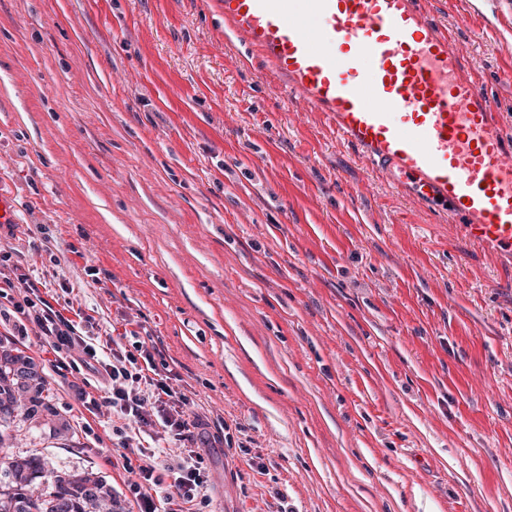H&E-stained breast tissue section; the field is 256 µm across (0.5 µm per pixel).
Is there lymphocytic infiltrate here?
<instances>
[{"mask_svg": "<svg viewBox=\"0 0 512 512\" xmlns=\"http://www.w3.org/2000/svg\"><path fill=\"white\" fill-rule=\"evenodd\" d=\"M23 294L14 297L0 288L14 314L33 320L45 341L58 352V372L101 374L107 383L106 403L113 414L137 424L155 441L145 461L136 464L124 460L129 473L128 491L136 500L139 512H208L211 500L205 460L196 451V430L205 424L188 411L189 397L174 388L171 374L155 348L147 346L137 331L125 332L124 343L112 349L111 360H103L96 338L84 335L70 320L54 310L41 296L28 274H17ZM182 445L177 465L159 471L161 444Z\"/></svg>", "mask_w": 512, "mask_h": 512, "instance_id": "lymphocytic-infiltrate-1", "label": "lymphocytic infiltrate"}]
</instances>
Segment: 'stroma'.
Here are the masks:
<instances>
[{"label": "stroma", "mask_w": 512, "mask_h": 512, "mask_svg": "<svg viewBox=\"0 0 512 512\" xmlns=\"http://www.w3.org/2000/svg\"><path fill=\"white\" fill-rule=\"evenodd\" d=\"M512 138V0H430ZM224 44L215 0H0V248L92 336L135 330L207 424L213 512H512V269L449 238ZM71 433L14 450L126 488L131 430L36 324Z\"/></svg>", "instance_id": "obj_1"}]
</instances>
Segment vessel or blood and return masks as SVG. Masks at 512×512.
Segmentation results:
<instances>
[{"label":"vessel or blood","mask_w":512,"mask_h":512,"mask_svg":"<svg viewBox=\"0 0 512 512\" xmlns=\"http://www.w3.org/2000/svg\"><path fill=\"white\" fill-rule=\"evenodd\" d=\"M224 35L450 236L512 267V139L426 0H217Z\"/></svg>","instance_id":"obj_1"}]
</instances>
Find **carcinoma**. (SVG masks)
Masks as SVG:
<instances>
[{"mask_svg": "<svg viewBox=\"0 0 512 512\" xmlns=\"http://www.w3.org/2000/svg\"><path fill=\"white\" fill-rule=\"evenodd\" d=\"M43 369L24 352L0 343V445L11 437L16 419L56 416L48 403ZM46 462L34 453L0 455V512H99L104 503L120 512L112 486L92 470L61 472L47 480L39 497L28 487L46 477Z\"/></svg>", "mask_w": 512, "mask_h": 512, "instance_id": "carcinoma-1", "label": "carcinoma"}]
</instances>
